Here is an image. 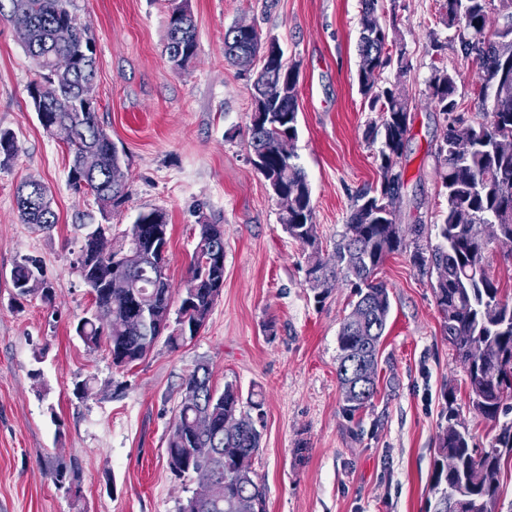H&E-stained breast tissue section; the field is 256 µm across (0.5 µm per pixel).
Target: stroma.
Listing matches in <instances>:
<instances>
[{
	"label": "stroma",
	"instance_id": "obj_1",
	"mask_svg": "<svg viewBox=\"0 0 512 512\" xmlns=\"http://www.w3.org/2000/svg\"><path fill=\"white\" fill-rule=\"evenodd\" d=\"M198 52L185 70L168 60L169 0H75L96 40V116L123 155L129 197L112 213L126 229L153 208L168 218L167 274L174 295L191 276L198 218L224 227V288L205 327L178 348L158 342L138 365L116 368L106 348L76 336L91 313L76 268L85 226L98 218L94 197L68 182L62 135L43 129L28 86L35 78L22 38L0 16V129L19 151L0 166V512H179L197 487L166 461L181 383L210 361L216 390L237 385L264 400L254 467L268 488V512H431L429 486L448 409L477 444L499 428L473 411L466 372L442 333L433 275L409 251L379 271L391 309L370 406L348 415L336 379L337 335L352 288L336 281L316 302L302 246L279 222L267 182L251 164L250 87L254 69L224 57V34L238 24L277 41L299 66V137L294 151L312 190L320 254L333 260L356 195L376 187L377 119L358 91L360 0H189ZM441 0H396L397 46L408 63L383 78L402 80L410 123L395 205L403 228L440 223L444 203L436 147L445 122L427 99L434 67L458 74L459 110L483 112L474 95L481 72L463 58L438 21ZM444 48L433 52L431 38ZM50 188L58 222L49 231L22 223L15 196L28 177ZM40 257L53 304L20 299L11 270ZM86 380L85 395L74 392ZM307 441L305 462L293 450ZM74 471L55 485L57 463Z\"/></svg>",
	"mask_w": 512,
	"mask_h": 512
}]
</instances>
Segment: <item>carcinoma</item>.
I'll list each match as a JSON object with an SVG mask.
<instances>
[{"label":"carcinoma","mask_w":512,"mask_h":512,"mask_svg":"<svg viewBox=\"0 0 512 512\" xmlns=\"http://www.w3.org/2000/svg\"><path fill=\"white\" fill-rule=\"evenodd\" d=\"M362 18L358 51V91L369 111L378 113L379 123L370 127L371 136H381L378 151L379 187L356 196L353 210L336 244L334 263L322 259L311 188L304 168L297 162L293 143L298 139L299 65L279 59L259 70L252 84L253 110L264 120L250 125V146L266 151L267 180H273L288 196V208H279V222L294 240L307 250L306 276L317 301L325 299L338 277L354 286L351 311L341 323L337 336L336 376L342 391L344 411L351 414L371 403L375 380L365 391L350 385L347 358L358 354L363 337H374L380 346L390 313L387 284L377 279L386 258L405 247L421 271L434 269L437 279L433 294L441 316V328L455 354L468 366L469 402L483 419L500 423V432L489 446H479L466 429L454 426L457 414L448 407L447 425L439 436L438 453L456 456L459 467L448 473L434 460L429 488L439 498L447 487L461 491L458 512H500L499 487L502 464L512 459V420L500 417L512 413V381L485 379L482 373L496 363L512 366V302L488 274L486 244L470 235L474 224H493L498 235L512 239V0H443L440 22L454 31L453 41L461 54L475 58L482 70L478 101L483 121L473 124L456 114V78L446 67H434L428 81L429 97L446 121L437 145L438 175L445 201L442 222L436 225L438 242L426 239L424 224L405 231L397 223L395 204L403 187L398 168L409 131L410 101L401 81L381 83L385 70L396 67L398 76L407 71L404 54H393L394 40L382 19L379 0H361ZM8 15L26 30L24 49L37 72L29 90L42 91L47 112L41 125L67 123L74 136L67 142L71 156L68 180L80 191H90L101 217L125 203L128 188L122 158L108 134L95 120L96 107L81 111L92 93L96 76V44L75 12L74 0H0V16ZM72 28V41H58L59 27ZM166 53L173 67L186 69L197 55L196 26L188 0L172 6L168 15ZM256 50L248 38L229 28L224 34V55L242 66L251 64ZM18 145L14 133L0 129V165L14 158ZM93 151L97 169L80 167L82 155ZM17 207L24 224L42 230L57 223L48 187L39 179L24 182L17 195ZM199 236L193 251L192 276L176 311L174 324L134 325L141 312L169 313L172 288L167 275V258L159 257L152 244L155 227L162 228L163 248L169 246L166 215L159 209L138 214L128 229L113 233L106 221L92 231L110 235L117 246L113 254L128 249L132 239L141 240V254L128 261L132 271L130 287L109 288L112 260H98L79 267L90 288L94 310L81 318L75 332L91 348L102 345L127 367L142 360L160 337L175 349L194 338L193 328L206 325L224 288V261L202 263L213 255L224 256V225L200 217ZM13 287L21 297L38 295L49 304L53 286L42 259L26 255L11 271ZM212 368L198 362L181 385V402L167 440V464L178 479L206 471L213 477L201 499L189 496L179 512H237V502L249 496L251 512H268L267 488L254 468L261 442L258 423L263 421V402L243 398L239 388L227 383L218 392L211 387ZM212 419L202 429L199 415ZM239 421L235 433L224 432V419Z\"/></svg>","instance_id":"cac0c4a2"}]
</instances>
